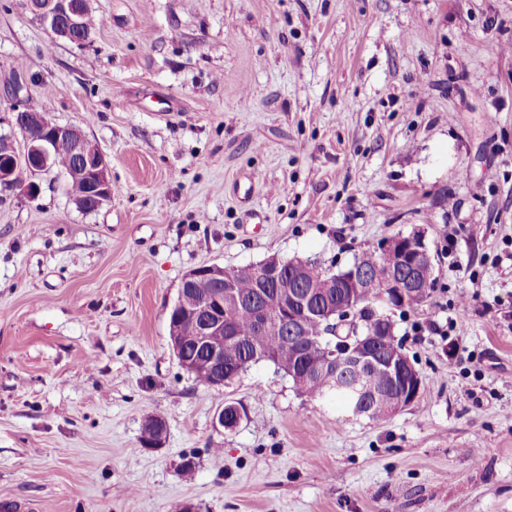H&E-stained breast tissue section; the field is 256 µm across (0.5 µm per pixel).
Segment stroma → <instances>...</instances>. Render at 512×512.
<instances>
[{
  "instance_id": "1",
  "label": "stroma",
  "mask_w": 512,
  "mask_h": 512,
  "mask_svg": "<svg viewBox=\"0 0 512 512\" xmlns=\"http://www.w3.org/2000/svg\"><path fill=\"white\" fill-rule=\"evenodd\" d=\"M90 39L0 0L4 93L81 129L112 199L0 189V500L42 512H512V0H92ZM422 231L395 314L422 377L381 421L272 365L199 385L181 281L277 256L340 268ZM247 416L216 426L225 403ZM162 449L142 448L151 417ZM192 459L194 472L182 463Z\"/></svg>"
}]
</instances>
